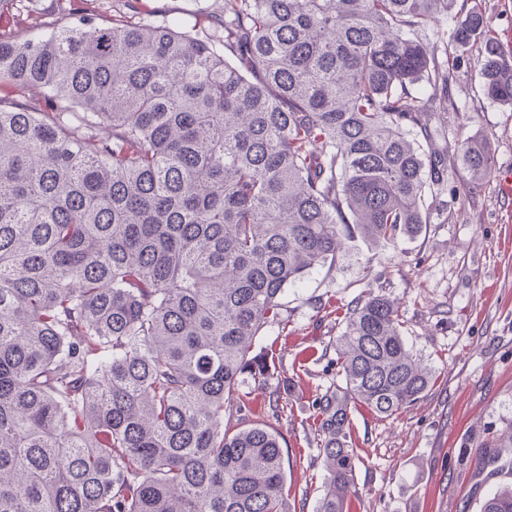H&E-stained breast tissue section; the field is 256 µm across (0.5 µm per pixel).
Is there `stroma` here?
<instances>
[{"instance_id": "35a3bbf8", "label": "stroma", "mask_w": 512, "mask_h": 512, "mask_svg": "<svg viewBox=\"0 0 512 512\" xmlns=\"http://www.w3.org/2000/svg\"><path fill=\"white\" fill-rule=\"evenodd\" d=\"M97 0L104 21L136 20L210 27L224 0ZM444 117L450 153L456 141L484 138L492 173L476 186L461 166L448 169L440 193L426 198L420 233L396 244L346 245L335 267L318 268L286 289L280 320L256 336L254 352L273 360L268 387L281 392L271 424L284 439L290 503L316 512L325 469L311 403L336 381L322 355L344 325L348 303L383 291L398 308L402 332L431 372L428 391L401 412L381 417L364 406L350 414L357 453L351 512H480L483 500L512 485V447L488 457V443L512 435V106L485 98L478 65L462 68ZM267 387V388H268Z\"/></svg>"}]
</instances>
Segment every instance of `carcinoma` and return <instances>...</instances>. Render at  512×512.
<instances>
[{
    "label": "carcinoma",
    "instance_id": "carcinoma-1",
    "mask_svg": "<svg viewBox=\"0 0 512 512\" xmlns=\"http://www.w3.org/2000/svg\"><path fill=\"white\" fill-rule=\"evenodd\" d=\"M0 0V512H290L283 437L224 406L274 363L252 351L285 288L344 241L412 236L448 157L424 148L481 50L512 105V52L468 0H224L222 34L98 20L55 0L17 39ZM455 22L438 58L424 38ZM112 134L102 137V126ZM455 154L491 173L480 139ZM313 399L327 477L348 512L352 408H407L432 376L398 310L347 305ZM481 512H512V487Z\"/></svg>",
    "mask_w": 512,
    "mask_h": 512
}]
</instances>
